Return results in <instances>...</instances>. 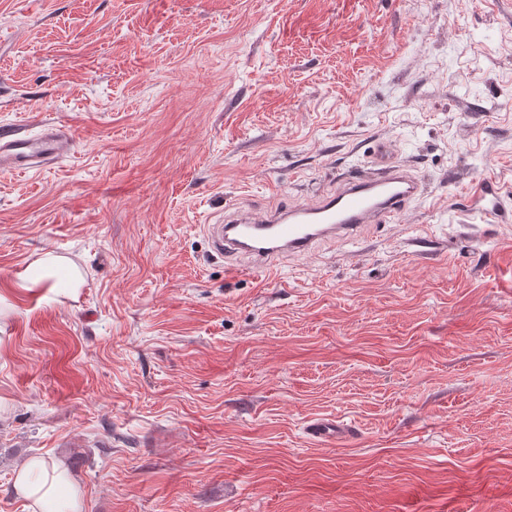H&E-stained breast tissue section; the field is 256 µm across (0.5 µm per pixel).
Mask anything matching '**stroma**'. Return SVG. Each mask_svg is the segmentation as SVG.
Returning a JSON list of instances; mask_svg holds the SVG:
<instances>
[{"label":"stroma","instance_id":"1","mask_svg":"<svg viewBox=\"0 0 512 512\" xmlns=\"http://www.w3.org/2000/svg\"><path fill=\"white\" fill-rule=\"evenodd\" d=\"M44 122L72 157L0 173V512L35 455L80 512H512V0H0V126ZM380 140L425 192L360 256L226 273L204 225ZM476 207L485 216L502 217V209L497 192L491 183L486 184L474 199ZM48 277H57V282L52 285L53 290L58 291L60 288H56L57 285L64 284L70 288H64L66 290L76 291L77 284L67 274L61 272V269L57 267V263L54 258L49 257V254L40 260V273L35 279H32L33 284H38L41 280ZM307 434L317 442H330L336 446L358 439L357 428L341 420L315 419L306 429Z\"/></svg>","mask_w":512,"mask_h":512}]
</instances>
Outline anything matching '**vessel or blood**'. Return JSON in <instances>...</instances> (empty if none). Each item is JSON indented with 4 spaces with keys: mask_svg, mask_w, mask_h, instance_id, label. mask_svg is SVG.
I'll return each mask as SVG.
<instances>
[{
    "mask_svg": "<svg viewBox=\"0 0 512 512\" xmlns=\"http://www.w3.org/2000/svg\"><path fill=\"white\" fill-rule=\"evenodd\" d=\"M76 142L74 131L52 123L43 124L35 136L24 128L2 130L0 172L40 171L48 161L69 157ZM367 164L368 173L343 178L336 193L321 195L315 204L285 203L267 212L236 211L224 223L206 225L213 248L228 259L229 270L246 267L274 274L320 242H357L359 229L389 223L423 195L421 180L398 161L391 143L379 142ZM475 203L484 215L502 213L493 185H485ZM306 432L315 441L336 445L358 438L356 427L341 420H312Z\"/></svg>",
    "mask_w": 512,
    "mask_h": 512,
    "instance_id": "vessel-or-blood-1",
    "label": "vessel or blood"
}]
</instances>
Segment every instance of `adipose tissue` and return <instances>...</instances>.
I'll return each mask as SVG.
<instances>
[{
	"instance_id": "obj_1",
	"label": "adipose tissue",
	"mask_w": 512,
	"mask_h": 512,
	"mask_svg": "<svg viewBox=\"0 0 512 512\" xmlns=\"http://www.w3.org/2000/svg\"><path fill=\"white\" fill-rule=\"evenodd\" d=\"M12 487L27 512H80L77 482L60 463L28 459L15 472Z\"/></svg>"
}]
</instances>
